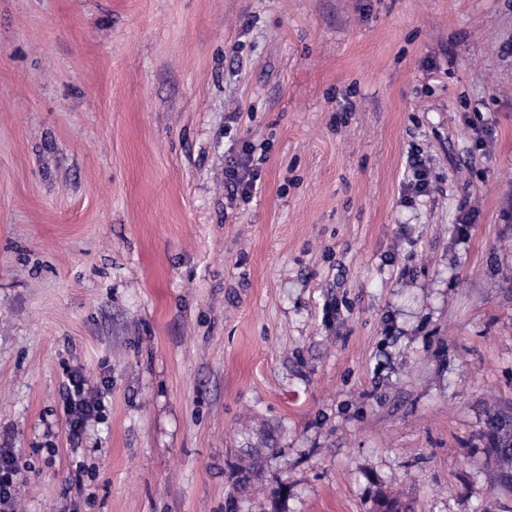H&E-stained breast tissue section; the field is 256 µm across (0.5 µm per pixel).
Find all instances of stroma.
<instances>
[{"mask_svg": "<svg viewBox=\"0 0 512 512\" xmlns=\"http://www.w3.org/2000/svg\"><path fill=\"white\" fill-rule=\"evenodd\" d=\"M247 143L260 182L231 201ZM70 369L105 396L75 454ZM496 404L512 0H0L22 512H512ZM498 417V427L486 430L489 420ZM479 437L484 442V452L491 465L492 476L496 485L512 489V453L503 452L502 448H512V407L494 406L485 411Z\"/></svg>", "mask_w": 512, "mask_h": 512, "instance_id": "obj_1", "label": "stroma"}]
</instances>
